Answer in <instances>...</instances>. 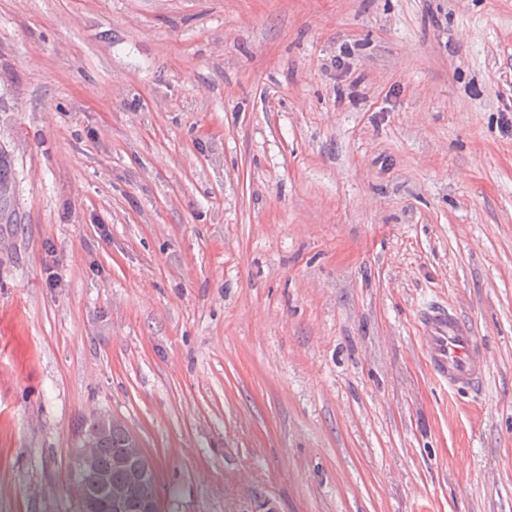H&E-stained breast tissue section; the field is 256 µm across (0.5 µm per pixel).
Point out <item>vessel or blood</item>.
Masks as SVG:
<instances>
[{"instance_id": "b4317fda", "label": "vessel or blood", "mask_w": 512, "mask_h": 512, "mask_svg": "<svg viewBox=\"0 0 512 512\" xmlns=\"http://www.w3.org/2000/svg\"><path fill=\"white\" fill-rule=\"evenodd\" d=\"M416 327L422 339L429 374L449 390H476L488 365L483 342L459 311L435 301L420 310Z\"/></svg>"}]
</instances>
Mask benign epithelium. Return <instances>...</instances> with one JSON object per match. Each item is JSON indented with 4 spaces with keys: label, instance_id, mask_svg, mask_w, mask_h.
Wrapping results in <instances>:
<instances>
[{
    "label": "benign epithelium",
    "instance_id": "benign-epithelium-1",
    "mask_svg": "<svg viewBox=\"0 0 512 512\" xmlns=\"http://www.w3.org/2000/svg\"><path fill=\"white\" fill-rule=\"evenodd\" d=\"M95 418L98 420L96 430L81 436L72 460L77 474L73 487L80 508L100 498L107 509L124 512L126 505L136 498L141 503L142 512H161L159 474L153 459L133 434L128 447L102 459L97 442L115 419L102 413L95 414Z\"/></svg>",
    "mask_w": 512,
    "mask_h": 512
}]
</instances>
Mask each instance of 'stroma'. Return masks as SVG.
I'll return each mask as SVG.
<instances>
[{
	"label": "stroma",
	"mask_w": 512,
	"mask_h": 512,
	"mask_svg": "<svg viewBox=\"0 0 512 512\" xmlns=\"http://www.w3.org/2000/svg\"><path fill=\"white\" fill-rule=\"evenodd\" d=\"M0 150V512H512V0H0ZM416 327L429 374L457 393L476 390L488 365L483 342L459 311L435 301L420 310ZM93 416L98 422L93 419L86 423L72 460L77 474L73 487L81 510L92 499L100 498L109 511L112 512L113 507V511L124 512L126 505L138 498L142 512H160L159 474L153 459L133 433H130V443L125 448L128 430L121 424L112 425L116 422L114 418L102 413ZM95 428L94 432H90ZM108 429L109 432L98 445L102 458L110 456L103 460L97 442ZM116 448L123 449L112 453ZM116 472L126 473L128 481H114L112 475Z\"/></svg>",
	"instance_id": "obj_1"
}]
</instances>
